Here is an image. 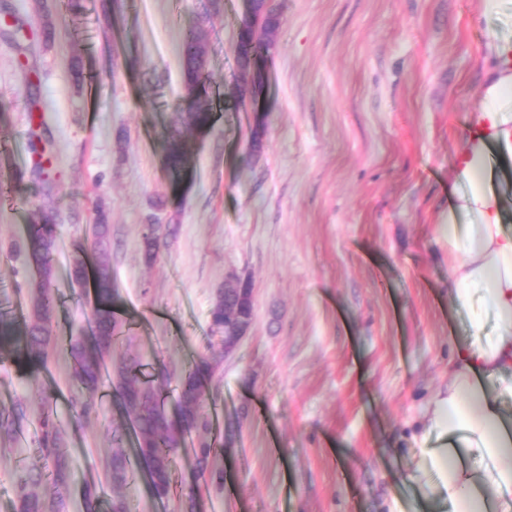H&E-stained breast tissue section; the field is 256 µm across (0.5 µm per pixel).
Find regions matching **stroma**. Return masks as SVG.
<instances>
[{
  "mask_svg": "<svg viewBox=\"0 0 512 512\" xmlns=\"http://www.w3.org/2000/svg\"><path fill=\"white\" fill-rule=\"evenodd\" d=\"M281 22L255 101L236 61L243 0H0V315L22 319L37 276L25 250L41 214L55 218V334L91 309L69 269L98 214L111 226L114 358L175 410L172 375L206 353L210 309L225 279L253 288L249 334L204 387L221 415L215 491L189 436L169 500L145 479L126 493L138 512H445L423 451L430 394L471 336L451 294L438 228L460 192L454 162L485 80L489 40L512 42V0H274ZM202 24L217 119L187 130L181 44ZM53 30L45 40V30ZM188 139L194 183L172 195L171 135ZM50 163L39 168V155ZM161 228L155 258L142 244ZM57 392L76 475L63 512L89 510L83 485L103 480L113 393L75 422L78 391L49 364L33 376L0 349V408L26 418L0 437V512L34 462L40 393Z\"/></svg>",
  "mask_w": 512,
  "mask_h": 512,
  "instance_id": "stroma-1",
  "label": "stroma"
}]
</instances>
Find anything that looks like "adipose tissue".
<instances>
[{
  "instance_id": "1",
  "label": "adipose tissue",
  "mask_w": 512,
  "mask_h": 512,
  "mask_svg": "<svg viewBox=\"0 0 512 512\" xmlns=\"http://www.w3.org/2000/svg\"><path fill=\"white\" fill-rule=\"evenodd\" d=\"M486 53L491 66L455 163L466 189L451 201L439 236L448 245L455 302L481 299L500 330L488 338L474 328L448 362L447 386L428 401V430L449 441L426 460L440 477L448 512H512V417L501 405L512 398V235L491 187L493 148L512 151V43H488Z\"/></svg>"
}]
</instances>
